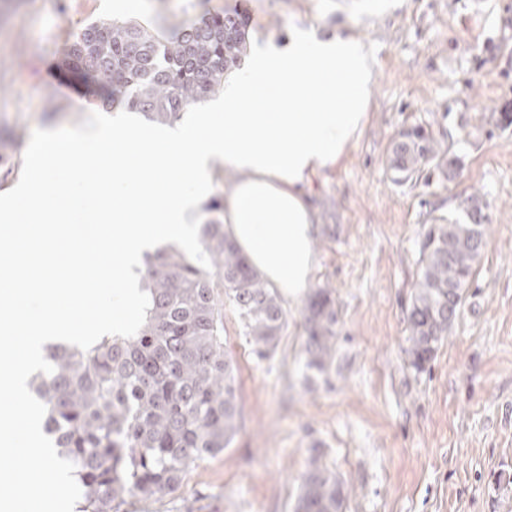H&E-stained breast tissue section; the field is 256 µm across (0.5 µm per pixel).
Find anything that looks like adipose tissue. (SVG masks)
I'll list each match as a JSON object with an SVG mask.
<instances>
[{
    "instance_id": "1",
    "label": "adipose tissue",
    "mask_w": 512,
    "mask_h": 512,
    "mask_svg": "<svg viewBox=\"0 0 512 512\" xmlns=\"http://www.w3.org/2000/svg\"><path fill=\"white\" fill-rule=\"evenodd\" d=\"M376 64L358 36L292 26L285 38L255 43L224 82L223 110L201 111L189 129L101 123L33 141L32 179L16 200L0 202V270L11 281L0 289V333L16 339L0 344V395L12 401L0 413V455L22 460L0 472L1 507L52 512L64 485L28 382L48 345L90 343L110 324L104 283L135 297L144 253L186 240L213 160L234 179L224 201L230 239L272 287L291 296L307 287L316 222L309 185L362 133ZM85 246L101 264L81 265Z\"/></svg>"
}]
</instances>
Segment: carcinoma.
Segmentation results:
<instances>
[{
  "instance_id": "1",
  "label": "carcinoma",
  "mask_w": 512,
  "mask_h": 512,
  "mask_svg": "<svg viewBox=\"0 0 512 512\" xmlns=\"http://www.w3.org/2000/svg\"><path fill=\"white\" fill-rule=\"evenodd\" d=\"M249 46L245 17L205 12L168 33L131 20L87 24L73 36L61 71L99 92L100 101L172 123L224 89ZM434 157L422 127L400 133L393 169L410 175ZM200 225L207 263L174 248L148 259L140 322L124 335L84 346L47 347L31 384L50 447L85 488L83 512H128L130 500L174 499L189 469L233 440L240 409L236 367L224 353V300L238 310L260 359L286 325L277 290L224 232V200L206 205ZM487 245L482 209L429 225L408 314L410 363L421 370L459 316L463 288ZM306 367L322 371L336 349V311L327 288L306 307ZM343 483L311 462L295 512H342Z\"/></svg>"
}]
</instances>
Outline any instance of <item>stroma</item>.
<instances>
[{"mask_svg":"<svg viewBox=\"0 0 512 512\" xmlns=\"http://www.w3.org/2000/svg\"><path fill=\"white\" fill-rule=\"evenodd\" d=\"M238 10L251 38L314 24L363 37L378 66L367 124L338 166L315 177V269L281 305L276 351L258 359L232 305L224 349L236 368L239 430L197 461L174 502L128 512H292L311 459L336 473L343 512H512V0H209ZM199 0H0V195L29 177L32 139L102 115L59 91L58 62L84 24L166 29ZM423 127L437 157L397 180L395 138ZM479 197L487 246L450 335L424 369L406 353L407 312L428 225ZM335 302L336 353L305 367V307Z\"/></svg>","mask_w":512,"mask_h":512,"instance_id":"stroma-1","label":"stroma"}]
</instances>
